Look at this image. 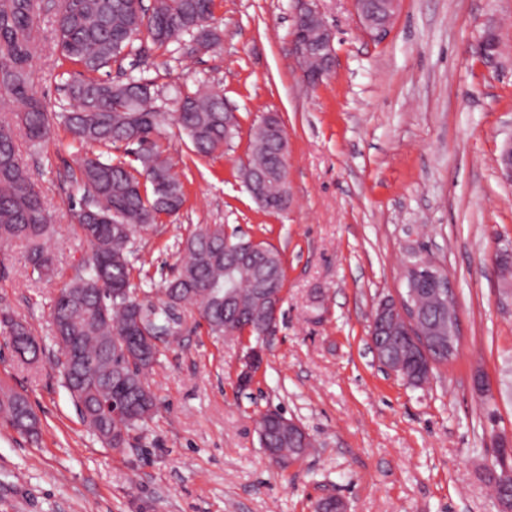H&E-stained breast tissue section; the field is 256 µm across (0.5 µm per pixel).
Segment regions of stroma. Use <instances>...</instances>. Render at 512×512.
I'll return each instance as SVG.
<instances>
[{"instance_id":"obj_1","label":"stroma","mask_w":512,"mask_h":512,"mask_svg":"<svg viewBox=\"0 0 512 512\" xmlns=\"http://www.w3.org/2000/svg\"><path fill=\"white\" fill-rule=\"evenodd\" d=\"M61 0H41L33 88L63 111L57 76L79 65L55 47ZM297 0H215L218 45L185 56L147 52L99 72L152 80L159 111L174 87L221 90L239 119L224 153L196 155L176 126L159 144L175 163L186 202L137 233L131 260L141 293L158 296L197 228L278 249L285 299L264 361L248 388L247 347L215 338L189 306L184 333L149 374L158 410L118 453L83 426L56 363L50 311L90 248L70 217L69 175L81 150L62 127L23 163L54 221L55 275H32L24 245L0 250V309L31 327L43 354L21 364L0 333V386L28 396L38 437L0 422V512H315L324 497L346 512H500L487 474L497 437L512 435V281L493 264L512 249V182L498 169L512 140V0H401L389 36L363 33L351 0H319L335 30L334 72L308 85L290 42ZM502 54H472L485 28ZM278 113L288 137L286 211H263L238 176L251 127ZM431 259L451 277L460 351L416 387L377 362L369 337L378 302L404 292L409 260ZM484 375L488 393L472 387ZM275 410L299 422L314 448L288 469L273 465L256 433Z\"/></svg>"}]
</instances>
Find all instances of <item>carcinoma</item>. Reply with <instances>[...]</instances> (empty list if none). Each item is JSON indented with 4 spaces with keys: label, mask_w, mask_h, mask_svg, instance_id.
<instances>
[{
    "label": "carcinoma",
    "mask_w": 512,
    "mask_h": 512,
    "mask_svg": "<svg viewBox=\"0 0 512 512\" xmlns=\"http://www.w3.org/2000/svg\"><path fill=\"white\" fill-rule=\"evenodd\" d=\"M37 0H0V92L16 104V111L0 114V247L26 242L32 273L40 279L54 274V260L44 248L53 233L52 220L41 191L29 177L16 149L17 131L33 144L44 141L58 123L81 149L136 146L134 162L86 156L70 174L80 197L70 211L81 235L91 245L88 261L76 269L71 282L54 300L50 317L58 341L75 340L79 361L59 367L67 390L87 430L107 448L127 446L130 432L142 429L157 412V399L147 375L158 352L145 354L135 344L138 326L163 332L181 326L177 310L194 307L217 338L224 336V278L238 288L241 311L259 336L262 308L254 289L272 276L283 284L280 252L263 242L246 268L224 275V266L244 237H225L224 225L199 229L185 240L183 258L167 280L162 298L139 299L131 288L135 266L130 260L134 235L163 215L176 214L185 204L183 183L157 139L165 126L175 124L190 139L194 151L211 156L233 138L224 126V96L217 89L179 93L181 111L160 112L154 106L152 81L131 76L124 81L94 77L145 47L160 50L188 35L214 46L221 40L211 26L215 0H62L56 17L61 54L81 66L85 76L63 82L70 109L46 112L32 87L31 66L36 54L32 38ZM287 144L277 119H263L253 130L251 157L241 171L247 190L263 196L261 207L285 209L288 194L279 181V153ZM0 329L9 336L14 356L32 365L40 345L28 325L0 313ZM385 357H396L410 383L427 381L426 359L407 340L385 336ZM0 418L22 435L38 433L39 419L28 398L11 390L0 392ZM267 433L269 445L282 447L266 412L256 422ZM488 481L499 503L512 508V494L504 493L501 474L489 472Z\"/></svg>",
    "instance_id": "1"
}]
</instances>
